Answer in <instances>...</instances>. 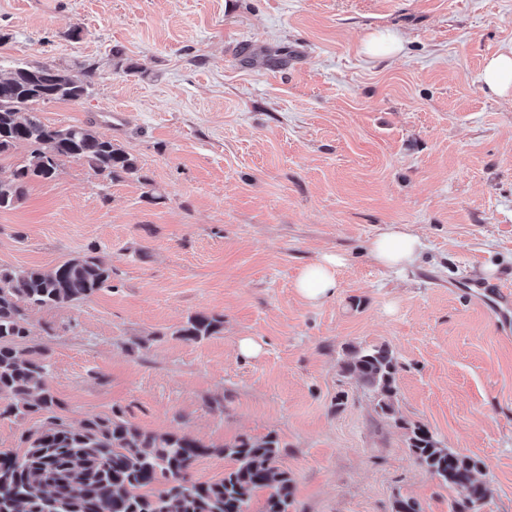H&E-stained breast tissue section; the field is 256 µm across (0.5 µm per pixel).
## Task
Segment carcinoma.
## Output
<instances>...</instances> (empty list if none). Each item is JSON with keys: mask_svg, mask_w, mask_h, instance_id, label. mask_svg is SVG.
Returning <instances> with one entry per match:
<instances>
[{"mask_svg": "<svg viewBox=\"0 0 512 512\" xmlns=\"http://www.w3.org/2000/svg\"><path fill=\"white\" fill-rule=\"evenodd\" d=\"M92 74L88 67L77 79L64 66L25 61L0 75V157L26 148L11 177L0 179V210L15 208L31 180L53 178L72 157L111 183L135 177L155 198L124 148L86 126L42 120L39 106L82 100ZM111 283L112 268L91 252L51 269L0 267V418L43 417L22 433L21 452L0 454V512H249L258 492L265 493L260 512H289L294 481L277 466L281 443L271 434L224 443L218 452L232 466L220 479L199 481L190 470L212 447L195 438L145 431L120 410L78 426L58 416L46 351L29 345V312L86 299ZM221 325L219 317L197 312L175 335L196 343ZM343 370L375 394L383 416L395 418L397 359L388 345L355 349ZM407 430L410 455L456 493L453 512H476L491 495L489 483L476 478L480 460L447 448L422 424Z\"/></svg>", "mask_w": 512, "mask_h": 512, "instance_id": "obj_1", "label": "carcinoma"}]
</instances>
